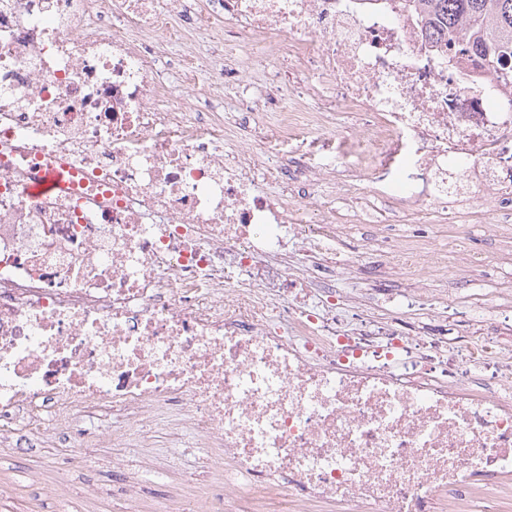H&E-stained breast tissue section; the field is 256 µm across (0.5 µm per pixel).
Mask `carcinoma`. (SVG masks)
<instances>
[{"instance_id":"1","label":"carcinoma","mask_w":512,"mask_h":512,"mask_svg":"<svg viewBox=\"0 0 512 512\" xmlns=\"http://www.w3.org/2000/svg\"><path fill=\"white\" fill-rule=\"evenodd\" d=\"M431 16L448 45L512 79V0H406Z\"/></svg>"}]
</instances>
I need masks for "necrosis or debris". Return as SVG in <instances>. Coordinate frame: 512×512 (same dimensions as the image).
I'll use <instances>...</instances> for the list:
<instances>
[{
	"instance_id": "necrosis-or-debris-1",
	"label": "necrosis or debris",
	"mask_w": 512,
	"mask_h": 512,
	"mask_svg": "<svg viewBox=\"0 0 512 512\" xmlns=\"http://www.w3.org/2000/svg\"><path fill=\"white\" fill-rule=\"evenodd\" d=\"M339 112L364 169L338 191L490 200L512 244V83L401 0H0V446L94 415L116 448L188 431L196 491L151 512H512V324L414 332L320 279L379 245L342 257L329 215L302 236L319 179L279 145L329 146Z\"/></svg>"
}]
</instances>
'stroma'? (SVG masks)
Listing matches in <instances>:
<instances>
[{
  "mask_svg": "<svg viewBox=\"0 0 512 512\" xmlns=\"http://www.w3.org/2000/svg\"><path fill=\"white\" fill-rule=\"evenodd\" d=\"M355 208L351 199L337 197L335 216L345 231L336 247L349 253L369 237L391 240V248L376 252L373 257L391 288H411L416 282L414 272L400 261L402 253L448 248L447 225L432 222L425 214H415L406 224H354L350 215ZM477 209L478 219L467 226L469 244L491 254L489 266L465 272L456 264L425 281L427 299L422 307L407 314L414 325L444 322L449 335L458 336L465 325L453 320L454 310L484 321L491 330L512 313L507 306V292L512 289V259L497 254L496 233L490 224L494 204L481 201ZM193 443L188 435L181 447H171L167 430L160 429L151 447L126 448L118 455L108 444L71 448L58 435L33 439L28 447L0 449V512H58L62 506L67 512H110L113 503L120 500V489L112 476V459L116 456L127 472L141 481L145 500L161 499L180 487L183 475L192 472Z\"/></svg>",
  "mask_w": 512,
  "mask_h": 512,
  "instance_id": "stroma-1",
  "label": "stroma"
}]
</instances>
